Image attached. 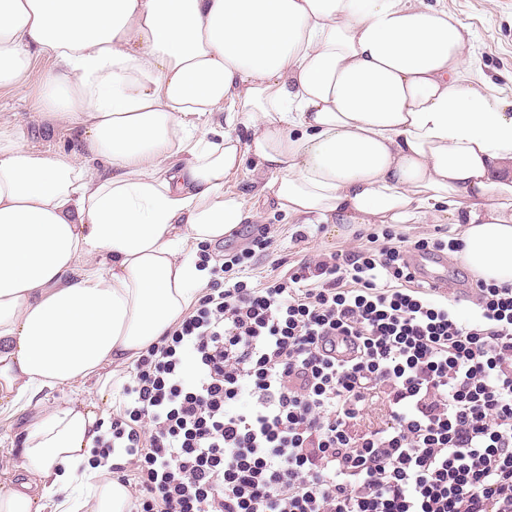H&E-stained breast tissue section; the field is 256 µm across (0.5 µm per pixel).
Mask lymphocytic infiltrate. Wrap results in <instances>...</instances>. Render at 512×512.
<instances>
[{"label": "lymphocytic infiltrate", "mask_w": 512, "mask_h": 512, "mask_svg": "<svg viewBox=\"0 0 512 512\" xmlns=\"http://www.w3.org/2000/svg\"><path fill=\"white\" fill-rule=\"evenodd\" d=\"M462 247L389 227L212 282L133 362L96 441L132 512H512V284L477 279L463 323L406 261Z\"/></svg>", "instance_id": "1"}]
</instances>
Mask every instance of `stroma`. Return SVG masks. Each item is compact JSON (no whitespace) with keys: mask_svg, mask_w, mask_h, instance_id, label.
<instances>
[{"mask_svg":"<svg viewBox=\"0 0 512 512\" xmlns=\"http://www.w3.org/2000/svg\"><path fill=\"white\" fill-rule=\"evenodd\" d=\"M442 5L470 28V51L483 73L504 95L512 97V0H442ZM52 67L51 60L38 59L30 78L19 85L1 88L0 119L19 125L28 146L48 154L69 153L78 162L82 155L74 151L67 127L50 125L38 113L39 84ZM256 178L254 160L249 157L224 183L225 192L242 196L258 214L273 241L268 254L255 260L250 271L252 284L265 282L274 260H283L291 267L303 258L357 247L361 237L381 230L377 224H312L307 228L306 240H298L296 225L276 211L272 199L254 195ZM474 280L473 273L457 255H449L446 296L462 322L475 318L476 297L470 287ZM37 412L33 405L0 414V484L24 480L25 473L18 467L17 447L23 428L35 419Z\"/></svg>","mask_w":512,"mask_h":512,"instance_id":"1","label":"stroma"}]
</instances>
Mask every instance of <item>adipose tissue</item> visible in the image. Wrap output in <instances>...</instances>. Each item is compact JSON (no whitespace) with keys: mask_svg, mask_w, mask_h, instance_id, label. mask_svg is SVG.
<instances>
[{"mask_svg":"<svg viewBox=\"0 0 512 512\" xmlns=\"http://www.w3.org/2000/svg\"><path fill=\"white\" fill-rule=\"evenodd\" d=\"M469 44L430 0H0V88L52 59L41 116L85 150L0 123V409L96 382L41 407L0 512H129L91 463L110 369L195 302L198 246L255 223L224 191L246 154L291 223L452 224L512 284V100ZM89 393H94V382L93 380L88 381L85 384L73 383V384H62L57 386L54 390H46L42 393L46 403L52 402L59 405L67 404L71 399L87 397Z\"/></svg>","mask_w":512,"mask_h":512,"instance_id":"obj_1","label":"adipose tissue"}]
</instances>
